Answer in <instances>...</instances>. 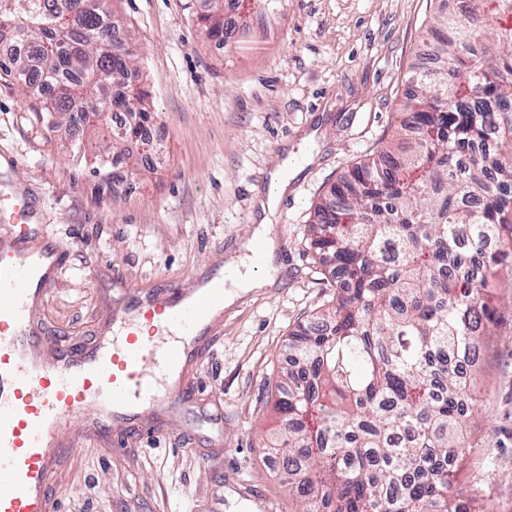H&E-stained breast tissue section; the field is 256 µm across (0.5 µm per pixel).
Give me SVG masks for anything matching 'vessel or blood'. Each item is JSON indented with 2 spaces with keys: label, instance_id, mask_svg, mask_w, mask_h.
<instances>
[{
  "label": "vessel or blood",
  "instance_id": "vessel-or-blood-1",
  "mask_svg": "<svg viewBox=\"0 0 512 512\" xmlns=\"http://www.w3.org/2000/svg\"><path fill=\"white\" fill-rule=\"evenodd\" d=\"M16 197L0 230V512H58L52 488L67 452L113 438L156 437L149 413L185 400L190 367L224 310V285L129 288L109 330L74 346L42 333L37 312L58 279L64 246L38 238Z\"/></svg>",
  "mask_w": 512,
  "mask_h": 512
}]
</instances>
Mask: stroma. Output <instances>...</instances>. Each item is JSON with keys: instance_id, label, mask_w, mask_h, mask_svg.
Returning a JSON list of instances; mask_svg holds the SVG:
<instances>
[{"instance_id": "1", "label": "stroma", "mask_w": 512, "mask_h": 512, "mask_svg": "<svg viewBox=\"0 0 512 512\" xmlns=\"http://www.w3.org/2000/svg\"><path fill=\"white\" fill-rule=\"evenodd\" d=\"M441 0H284L249 10L231 54L214 51L196 15L204 0H109L131 37L163 137L129 188L82 170L69 125L47 129L32 99L0 83V211L24 192L33 223L76 243L39 318L46 333L87 343L124 283L192 287L243 256L257 192L283 154L304 161L278 201L276 283L225 307L189 401L161 433L105 457L95 444L61 457L60 512H287L279 468L261 442L275 426L272 388L285 348L328 298L329 266L309 232L314 208L352 164L391 149L413 94L407 72ZM496 310L479 357L478 412L455 477L493 512H512V257L497 268Z\"/></svg>"}]
</instances>
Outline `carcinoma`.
<instances>
[{"label": "carcinoma", "instance_id": "1", "mask_svg": "<svg viewBox=\"0 0 512 512\" xmlns=\"http://www.w3.org/2000/svg\"><path fill=\"white\" fill-rule=\"evenodd\" d=\"M197 16L232 36L221 0ZM455 36L448 38V29ZM0 80L53 86L35 114L101 139L72 151L93 176L138 156L154 116L130 39L101 0H0ZM434 66L396 151L355 163L315 207L312 243L334 261L332 306L293 334L283 422L266 449L290 512H471L453 473L466 447L477 360L494 310L483 301L512 249V0H469L427 28Z\"/></svg>", "mask_w": 512, "mask_h": 512}]
</instances>
